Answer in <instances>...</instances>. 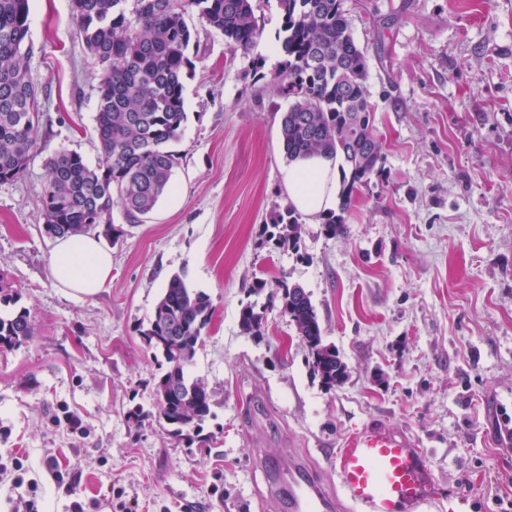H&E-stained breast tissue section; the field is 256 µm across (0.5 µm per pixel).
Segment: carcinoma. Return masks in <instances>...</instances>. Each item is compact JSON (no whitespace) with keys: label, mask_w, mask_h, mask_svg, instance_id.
<instances>
[{"label":"carcinoma","mask_w":512,"mask_h":512,"mask_svg":"<svg viewBox=\"0 0 512 512\" xmlns=\"http://www.w3.org/2000/svg\"><path fill=\"white\" fill-rule=\"evenodd\" d=\"M73 0L72 19L88 53L103 68L94 116L101 159L90 166L77 152L61 150L46 160L40 203L47 226L57 238L88 235L104 226L117 241L112 222L119 207L128 220L154 211L172 187L178 157L170 149L187 121L183 88L194 71L189 56L192 32L185 15L194 9L224 36L230 51L248 53L260 37L253 0ZM282 13V69L273 77L290 101L281 118V141L288 161L318 152L342 159L340 210L370 181L381 160L374 109L365 82L366 50L354 40L341 0H278ZM29 0H0V182L15 181L27 171L36 146L38 87L26 61ZM303 223L287 206L272 224L271 237L282 248L297 249ZM281 291L282 310L308 351L312 370L333 387L347 376V366L324 335L310 294L283 280H255L252 290ZM18 296L0 276V348L13 349L34 336L29 314L17 307ZM213 316L208 294L172 275L142 336L162 357L165 370L155 382L159 419L170 434L200 432L211 415L204 381L188 375L202 336ZM242 333L261 334L262 316L241 309ZM175 340H169V337Z\"/></svg>","instance_id":"obj_1"}]
</instances>
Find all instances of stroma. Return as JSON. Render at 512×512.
I'll return each instance as SVG.
<instances>
[{
	"label": "stroma",
	"instance_id": "1",
	"mask_svg": "<svg viewBox=\"0 0 512 512\" xmlns=\"http://www.w3.org/2000/svg\"><path fill=\"white\" fill-rule=\"evenodd\" d=\"M367 51L382 144L353 195L345 236L305 221L298 251L267 226L288 204L272 82L284 60L278 0H261L249 54L197 13L188 120L172 145L173 188L136 220L113 209L112 274L94 295L53 278L56 240L39 196L61 149L97 165L101 66L71 0H30L28 69L39 89L37 143L18 180L0 182V276L34 327L0 349V512H285L265 496L261 459L298 458L336 488L332 457L367 424L407 435L440 487L429 512H495L512 494V0H342ZM209 295L213 317L188 368L212 396L209 443L170 436L144 344L171 275ZM301 285L348 376L328 389L280 301L254 278ZM262 333L239 327L242 307ZM143 415L134 420L133 409ZM76 415L83 431L69 428ZM64 482H57V474Z\"/></svg>",
	"mask_w": 512,
	"mask_h": 512
}]
</instances>
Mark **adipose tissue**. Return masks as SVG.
Here are the masks:
<instances>
[{"label": "adipose tissue", "mask_w": 512, "mask_h": 512, "mask_svg": "<svg viewBox=\"0 0 512 512\" xmlns=\"http://www.w3.org/2000/svg\"><path fill=\"white\" fill-rule=\"evenodd\" d=\"M292 207L310 218L334 212L341 193L339 165L321 156L291 162L282 171ZM53 277L74 293L91 295L104 287L112 273V255L92 237L62 239L50 260Z\"/></svg>", "instance_id": "obj_1"}]
</instances>
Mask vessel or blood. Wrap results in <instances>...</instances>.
I'll return each instance as SVG.
<instances>
[{
  "instance_id": "vessel-or-blood-1",
  "label": "vessel or blood",
  "mask_w": 512,
  "mask_h": 512,
  "mask_svg": "<svg viewBox=\"0 0 512 512\" xmlns=\"http://www.w3.org/2000/svg\"><path fill=\"white\" fill-rule=\"evenodd\" d=\"M337 491L298 460L277 467L269 487L287 490L290 512H428L437 481L421 449L401 433L373 425L350 435L334 458Z\"/></svg>"
}]
</instances>
